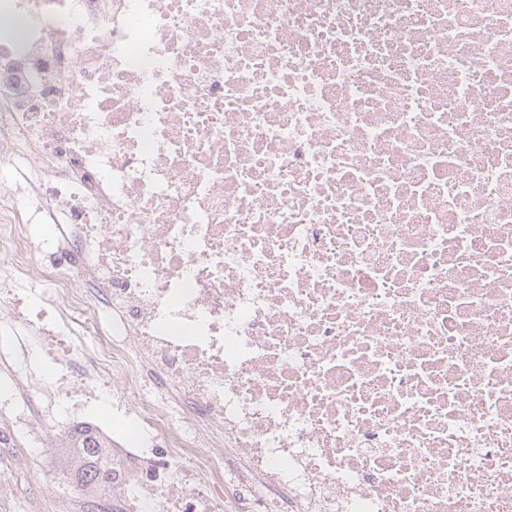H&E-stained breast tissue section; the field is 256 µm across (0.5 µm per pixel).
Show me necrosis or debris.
I'll use <instances>...</instances> for the list:
<instances>
[{
	"instance_id": "obj_1",
	"label": "necrosis or debris",
	"mask_w": 512,
	"mask_h": 512,
	"mask_svg": "<svg viewBox=\"0 0 512 512\" xmlns=\"http://www.w3.org/2000/svg\"><path fill=\"white\" fill-rule=\"evenodd\" d=\"M0 18V501L94 383L119 512H512V0Z\"/></svg>"
}]
</instances>
